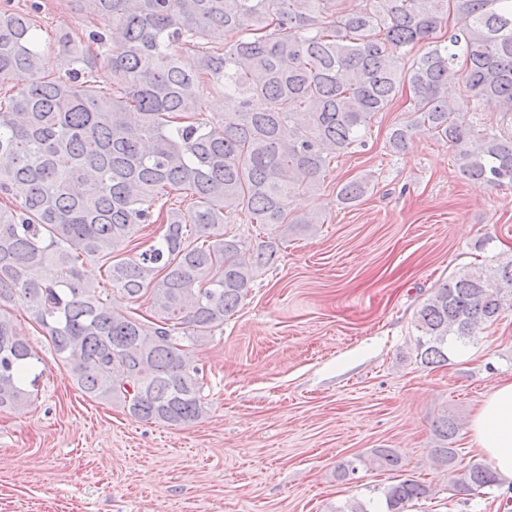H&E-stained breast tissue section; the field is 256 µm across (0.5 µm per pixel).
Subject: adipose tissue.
Here are the masks:
<instances>
[{
    "label": "adipose tissue",
    "mask_w": 512,
    "mask_h": 512,
    "mask_svg": "<svg viewBox=\"0 0 512 512\" xmlns=\"http://www.w3.org/2000/svg\"><path fill=\"white\" fill-rule=\"evenodd\" d=\"M470 430L474 444L481 448L497 474L512 481V380L497 383L474 413Z\"/></svg>",
    "instance_id": "ef3b65f1"
}]
</instances>
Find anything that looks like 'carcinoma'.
<instances>
[{
	"label": "carcinoma",
	"mask_w": 512,
	"mask_h": 512,
	"mask_svg": "<svg viewBox=\"0 0 512 512\" xmlns=\"http://www.w3.org/2000/svg\"><path fill=\"white\" fill-rule=\"evenodd\" d=\"M8 2L0 83L29 80L0 102V410L24 409L39 378L20 307L85 395L143 422L200 420L204 374L189 345L224 325L288 235L320 223L293 213L292 198L364 144L404 86L418 118L391 131V152L424 129L473 186L512 185V131L477 129L454 107L463 87L512 120V0H78L102 23L88 41L106 51L61 36L64 76L37 37L42 4L20 13ZM450 11L448 40H433ZM205 85L224 91L214 119L201 117ZM367 189L351 180L337 197L353 204ZM171 191L191 198L189 214L157 208ZM232 207L266 237L227 232ZM145 224L165 225L160 240L125 256ZM86 260L108 286L84 277ZM114 290L147 298L151 318L112 311ZM508 296L512 260L439 284L415 316L421 361L448 364L453 340L494 323ZM457 430L446 415L435 425L455 491L496 485L486 465L455 470ZM429 495L405 478L384 490L386 512Z\"/></svg>",
	"instance_id": "carcinoma-1"
}]
</instances>
